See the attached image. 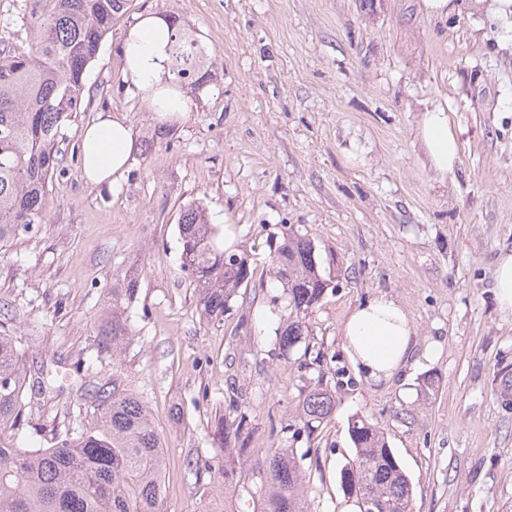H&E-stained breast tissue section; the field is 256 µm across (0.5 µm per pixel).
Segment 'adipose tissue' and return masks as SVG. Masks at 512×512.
Here are the masks:
<instances>
[{"label":"adipose tissue","instance_id":"obj_1","mask_svg":"<svg viewBox=\"0 0 512 512\" xmlns=\"http://www.w3.org/2000/svg\"><path fill=\"white\" fill-rule=\"evenodd\" d=\"M174 31L172 21L156 12L139 15L125 31L121 46L124 83L149 101L160 120H176L189 110L186 91L172 88L165 62ZM417 135L432 167L440 174L459 160L460 132L441 108L423 113ZM136 139L119 115L102 112L82 134L83 171L99 184L120 179L127 169ZM344 350L354 368L374 382L391 380L405 365L412 325L393 300L377 296L355 307L341 326Z\"/></svg>","mask_w":512,"mask_h":512}]
</instances>
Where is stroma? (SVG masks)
I'll return each instance as SVG.
<instances>
[{
	"instance_id": "35a3bbf8",
	"label": "stroma",
	"mask_w": 512,
	"mask_h": 512,
	"mask_svg": "<svg viewBox=\"0 0 512 512\" xmlns=\"http://www.w3.org/2000/svg\"><path fill=\"white\" fill-rule=\"evenodd\" d=\"M131 0L86 71L92 104L64 128L65 171L50 181L43 221L0 249V306L27 350L26 392L40 365L56 393L27 413L21 437L89 426L90 395L119 385L148 403L164 438V512H256L254 450L291 446L310 481L308 512H341L339 469L354 453L351 416L375 424L408 475L413 512H512V318L493 292L512 250V15L495 0ZM176 20L211 52L189 112L162 123L120 79L119 41L135 16ZM462 128L448 177L416 136L423 112ZM123 115L137 141L116 183L89 185L79 150L96 113ZM189 203L230 226L253 276L223 320H206L180 268L178 218ZM311 238L329 286L307 341L336 410L314 434L297 415L303 369L281 356L288 298L269 241ZM137 270L120 359L99 352L112 285ZM383 295L406 312L414 350L391 381L365 380L340 327ZM249 416V452L210 431ZM204 460L195 468V460Z\"/></svg>"
}]
</instances>
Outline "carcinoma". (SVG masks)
<instances>
[{
  "instance_id": "carcinoma-1",
  "label": "carcinoma",
  "mask_w": 512,
  "mask_h": 512,
  "mask_svg": "<svg viewBox=\"0 0 512 512\" xmlns=\"http://www.w3.org/2000/svg\"><path fill=\"white\" fill-rule=\"evenodd\" d=\"M131 0H20L17 17L28 49L0 40V248L43 221L49 180L62 171V128L86 110L85 72L112 20ZM207 47L176 27L167 69L175 85L201 86L208 74ZM181 268L197 292L201 314L224 317L251 269L224 268V245L205 207L190 204L178 218ZM314 242L288 229L271 250L276 278L288 295L287 324L276 337L284 352L309 336L307 316L323 298ZM137 280L112 286V324L98 348L121 356L128 336L124 304ZM324 353L305 346L301 367L320 370ZM25 352L0 336V512H161L166 453L161 433L142 398L114 385L91 396L95 422L82 429L54 426L42 442L19 437L26 380ZM300 415L308 434L336 409L332 392L317 375L300 388ZM353 456L340 469L348 496L359 504L377 499L382 512H412V486L384 436L368 419L349 425ZM249 471L260 481L259 512H307L309 485L294 449L257 456Z\"/></svg>"
}]
</instances>
